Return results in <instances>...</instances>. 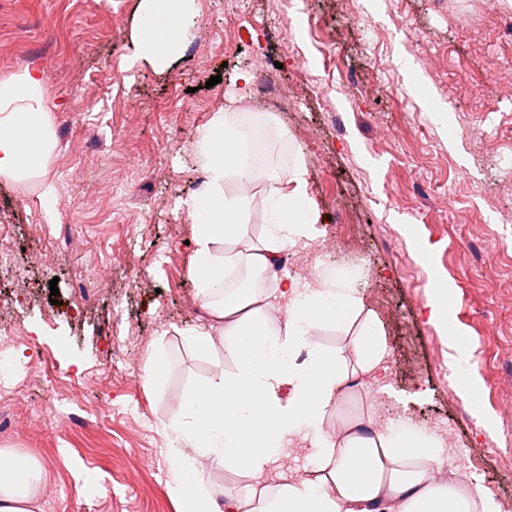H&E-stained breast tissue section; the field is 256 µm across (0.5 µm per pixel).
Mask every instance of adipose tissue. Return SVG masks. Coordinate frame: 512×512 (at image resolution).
I'll use <instances>...</instances> for the list:
<instances>
[{
    "label": "adipose tissue",
    "instance_id": "1",
    "mask_svg": "<svg viewBox=\"0 0 512 512\" xmlns=\"http://www.w3.org/2000/svg\"><path fill=\"white\" fill-rule=\"evenodd\" d=\"M197 16V0H141L135 58L169 62ZM47 96L38 69L0 80V177L40 175L54 147ZM194 157L206 182L185 201L194 245L188 275L212 325L188 332L187 341L200 356L231 358L234 369L190 387L165 426L167 489L179 512H495L491 499L475 498L464 484L433 480L445 456L431 433L368 415L324 431L345 392L383 371L386 347L376 314L346 275L327 271L302 289L275 271L284 246L310 238L319 219L304 158L276 166L259 127L243 128L226 111L199 132ZM260 181L266 222L254 240L246 188ZM240 267L247 285L229 287ZM276 302L285 306L278 321L268 313ZM326 328L343 333L344 343L324 348L317 334ZM305 431L313 434L314 469L266 484L290 438ZM213 470L251 478L248 496L219 501ZM45 482L38 459L0 449V512H35Z\"/></svg>",
    "mask_w": 512,
    "mask_h": 512
}]
</instances>
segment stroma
Masks as SVG:
<instances>
[{
    "instance_id": "obj_1",
    "label": "stroma",
    "mask_w": 512,
    "mask_h": 512,
    "mask_svg": "<svg viewBox=\"0 0 512 512\" xmlns=\"http://www.w3.org/2000/svg\"><path fill=\"white\" fill-rule=\"evenodd\" d=\"M199 16L166 67L134 59L140 0H0V80L42 68L56 148L33 181L0 178V234L14 261L0 270V325L24 335L23 360L0 376V448L36 457L56 497L42 512H177L168 495L162 429L185 388L231 359L201 357L185 333L208 325L187 271L193 248L183 202L198 191L199 128L228 109L264 112L259 84L299 81L264 142L306 160L326 240L318 269L347 272L382 324L386 370L363 379L339 415L409 423L439 439L449 477L473 494L512 500V100L492 80L512 75L507 0H197ZM383 38H375L373 30ZM70 62L57 68L59 51ZM448 61L432 74L430 57ZM221 76L209 85L212 76ZM458 85L454 97L440 79ZM52 193L53 209L44 205ZM344 200L347 225L336 222ZM47 225L49 235L34 232ZM71 225L62 242L63 225ZM414 237H407L404 225ZM431 250L419 261L413 239ZM133 251L139 278L120 263ZM98 292L78 310V285ZM57 303H50V279ZM448 288V320L468 350L480 406L456 384L455 352L429 320L434 286ZM122 306L123 321L113 310ZM125 361L112 363V339ZM167 361L149 387L153 351ZM67 387L71 432L44 419L48 393ZM474 458L481 473L467 477Z\"/></svg>"
}]
</instances>
